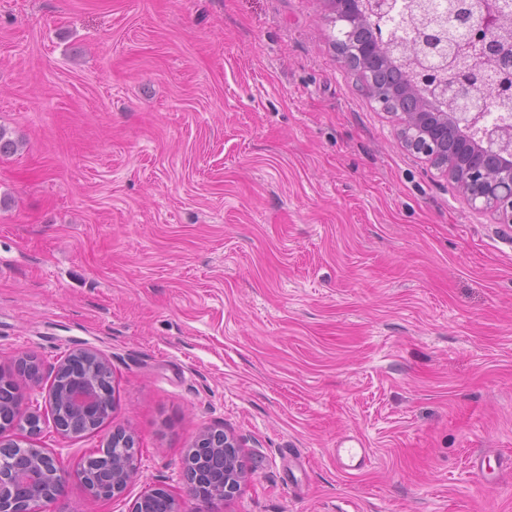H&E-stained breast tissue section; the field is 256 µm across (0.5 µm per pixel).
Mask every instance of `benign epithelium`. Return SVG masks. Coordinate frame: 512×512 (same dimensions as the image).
I'll return each instance as SVG.
<instances>
[{
	"label": "benign epithelium",
	"instance_id": "benign-epithelium-1",
	"mask_svg": "<svg viewBox=\"0 0 512 512\" xmlns=\"http://www.w3.org/2000/svg\"><path fill=\"white\" fill-rule=\"evenodd\" d=\"M393 0H330L334 19L344 25L343 41L347 44L345 59L361 73L367 66L385 58L383 47L391 41L381 31L370 42L354 41L355 32L363 25H374ZM477 22L469 26L467 42L453 47L447 54V76L440 84H426L425 71L411 74L410 85H427L428 96L416 112H396L400 125V142L410 151L423 155L437 170L446 174L468 205L478 213L492 214L497 223L512 231V124L490 127L481 125L486 107L479 103L470 110L432 112L431 103L447 104L452 98L466 99L472 82L481 80L493 69L498 76V101L512 98V50L503 46L499 32L497 0H481ZM110 369L108 359L93 349H80L68 354L57 366L55 377L62 387V408H57V394L48 391L47 415L39 408H22L10 417L0 413V448H17L19 443L7 432L30 430L33 424L49 423L63 436H76L72 431L78 421L89 422L98 431L112 419L114 394L102 382L100 372ZM39 368L29 357L16 361L14 371L0 369V393L21 394L20 380H36ZM223 436L224 486L207 491L193 478L192 453L200 443L216 435ZM139 461L134 435L124 428L114 429L101 447L84 457L73 469L91 496L109 501L123 493L134 479ZM187 491L195 499L209 504L232 498L245 479L237 440L223 431L207 430L199 443L189 450L183 463ZM69 476L59 459L43 448L29 447L15 458L11 466L0 462V512H40V506L63 496ZM157 495L165 500L167 512H180L178 499L168 490L157 487L141 495L131 512H146V501Z\"/></svg>",
	"mask_w": 512,
	"mask_h": 512
}]
</instances>
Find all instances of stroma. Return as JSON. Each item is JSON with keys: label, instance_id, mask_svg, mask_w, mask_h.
Listing matches in <instances>:
<instances>
[{"label": "stroma", "instance_id": "obj_1", "mask_svg": "<svg viewBox=\"0 0 512 512\" xmlns=\"http://www.w3.org/2000/svg\"><path fill=\"white\" fill-rule=\"evenodd\" d=\"M324 0H0V367L41 397L112 368L137 476L42 512L184 493L206 428L247 474L215 512H512V236L473 212L335 45ZM358 436L370 464L337 469ZM101 435L43 425L74 464ZM39 374V368L30 357H21L16 361L14 371L6 373L0 369V393L4 397L6 392L21 395L20 379L35 381Z\"/></svg>", "mask_w": 512, "mask_h": 512}]
</instances>
